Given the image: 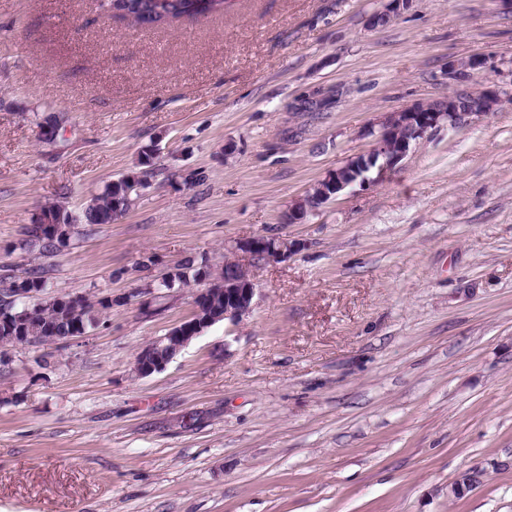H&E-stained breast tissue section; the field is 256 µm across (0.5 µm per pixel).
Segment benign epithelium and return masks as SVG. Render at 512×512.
<instances>
[{
	"label": "benign epithelium",
	"instance_id": "benign-epithelium-1",
	"mask_svg": "<svg viewBox=\"0 0 512 512\" xmlns=\"http://www.w3.org/2000/svg\"><path fill=\"white\" fill-rule=\"evenodd\" d=\"M489 68L487 58L472 56L449 62L447 77L450 81H460L473 71L484 72ZM511 95V89L496 84L487 85L478 92L469 88H456L444 102L418 104L387 113L380 121L378 130L370 132L372 142L368 153L349 160L346 165L315 184L305 198L291 206L288 223L303 219L349 187L377 184L382 176L397 167L417 141L432 130L443 124L452 128L462 127L473 118L494 111L503 98ZM373 163L376 164V177L371 178L366 175L365 169ZM234 252H241L254 262L278 263L288 258L291 245L274 237L257 235L238 242ZM231 264L233 271L224 276V287L203 288L194 297V308L198 313L208 307L210 295L220 292L224 294L223 311L203 322L192 318L183 323L178 331L171 330L154 340L150 347L157 350V353H138L135 365L137 375L145 377L163 370L192 339L217 321L234 325L252 313L256 284L244 264L237 259L231 260ZM479 480L480 473L467 471L448 486V494L458 497L472 489Z\"/></svg>",
	"mask_w": 512,
	"mask_h": 512
}]
</instances>
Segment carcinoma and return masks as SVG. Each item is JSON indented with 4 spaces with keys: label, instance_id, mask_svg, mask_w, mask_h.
<instances>
[{
    "label": "carcinoma",
    "instance_id": "carcinoma-1",
    "mask_svg": "<svg viewBox=\"0 0 512 512\" xmlns=\"http://www.w3.org/2000/svg\"><path fill=\"white\" fill-rule=\"evenodd\" d=\"M226 0H107L111 17L129 18L141 28L169 26L183 17L224 14ZM151 155L144 153L142 168H133L108 183L103 192L74 215L62 208V223L54 225L53 235L40 234L42 217L38 216L26 231V244L51 257L69 245L79 234L112 223V207L127 209L137 186L147 179ZM47 270L36 268L24 278L8 274L0 277V342L45 344L68 340L84 334L94 307L112 308V298L92 302L85 297L47 294Z\"/></svg>",
    "mask_w": 512,
    "mask_h": 512
}]
</instances>
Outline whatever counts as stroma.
Wrapping results in <instances>:
<instances>
[{
  "mask_svg": "<svg viewBox=\"0 0 512 512\" xmlns=\"http://www.w3.org/2000/svg\"><path fill=\"white\" fill-rule=\"evenodd\" d=\"M386 8L233 0L143 29L0 0V267L112 299L83 336L0 348V512H512V98L286 219L384 113L446 98L449 61L496 57L512 85V0ZM146 151L125 213L24 247L43 205L80 213ZM255 235L293 252L251 264L252 313L137 376L196 291L147 283Z\"/></svg>",
  "mask_w": 512,
  "mask_h": 512,
  "instance_id": "stroma-1",
  "label": "stroma"
}]
</instances>
